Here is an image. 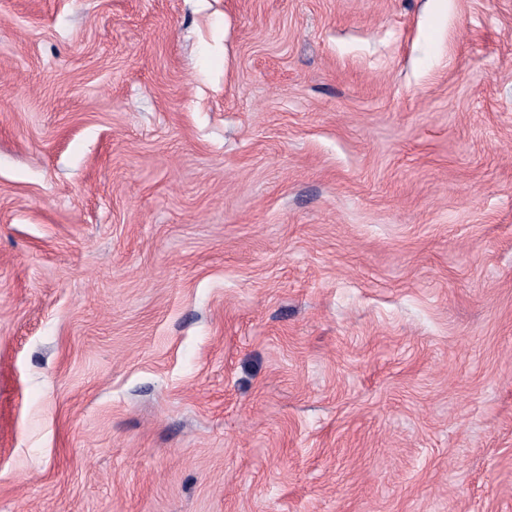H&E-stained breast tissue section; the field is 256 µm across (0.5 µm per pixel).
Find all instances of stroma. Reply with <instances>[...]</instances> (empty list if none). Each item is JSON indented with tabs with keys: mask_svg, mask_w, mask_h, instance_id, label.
I'll return each instance as SVG.
<instances>
[{
	"mask_svg": "<svg viewBox=\"0 0 512 512\" xmlns=\"http://www.w3.org/2000/svg\"><path fill=\"white\" fill-rule=\"evenodd\" d=\"M0 512H512V0H0Z\"/></svg>",
	"mask_w": 512,
	"mask_h": 512,
	"instance_id": "stroma-1",
	"label": "stroma"
}]
</instances>
